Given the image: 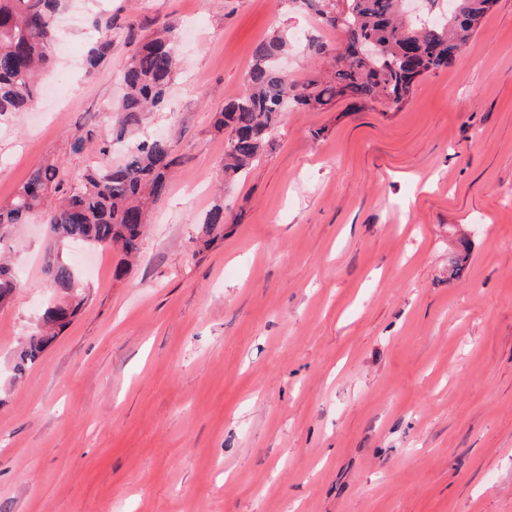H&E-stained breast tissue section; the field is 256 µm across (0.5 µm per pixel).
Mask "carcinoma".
Masks as SVG:
<instances>
[{
  "label": "carcinoma",
  "instance_id": "1",
  "mask_svg": "<svg viewBox=\"0 0 512 512\" xmlns=\"http://www.w3.org/2000/svg\"><path fill=\"white\" fill-rule=\"evenodd\" d=\"M311 10L321 25L343 35L340 47L305 37L308 56L322 62L299 83L288 78L276 58L291 37L281 31L260 42L246 77V91L224 104L215 120L224 130V177L243 176L271 148V134L288 103L317 108L337 98L379 100L398 109L413 94L419 77L448 68L464 51L493 0H424L426 13L403 16L404 0H293ZM62 0H0V116L22 112L39 95V76L57 42L55 17ZM175 24L163 34L138 42L122 70L125 93L114 108L112 136L120 141L142 125L146 115L163 108L175 66ZM179 163L163 137L133 141L125 159L98 163L69 187L49 164L37 168L12 202L0 208V239L28 216L42 217L57 239L121 249L123 260L139 254L149 201L161 196L168 174ZM224 229V202L215 203L200 231L211 236ZM46 273L64 299L45 309L43 326L16 353L14 378L35 365L87 297L77 292L74 268L54 261ZM18 281L0 263V303L11 299Z\"/></svg>",
  "mask_w": 512,
  "mask_h": 512
}]
</instances>
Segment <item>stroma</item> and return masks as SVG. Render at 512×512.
Masks as SVG:
<instances>
[{"label":"stroma","mask_w":512,"mask_h":512,"mask_svg":"<svg viewBox=\"0 0 512 512\" xmlns=\"http://www.w3.org/2000/svg\"><path fill=\"white\" fill-rule=\"evenodd\" d=\"M170 21L177 73L141 133L180 163L139 259L120 275L114 250L55 251L36 218L0 241L19 279L0 307V512H512V0L402 109L283 112L272 151L229 180L213 117L256 45L295 36L300 81L302 36L337 33L283 0H67L55 96L0 118V206L39 166H95L126 27ZM219 197L224 231L203 239ZM56 256L88 302L17 380L60 299Z\"/></svg>","instance_id":"1"}]
</instances>
